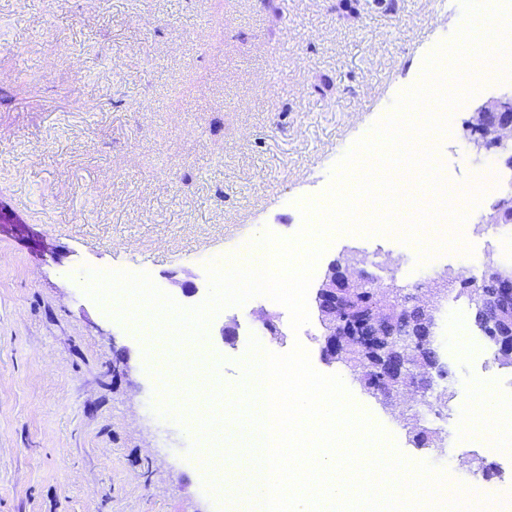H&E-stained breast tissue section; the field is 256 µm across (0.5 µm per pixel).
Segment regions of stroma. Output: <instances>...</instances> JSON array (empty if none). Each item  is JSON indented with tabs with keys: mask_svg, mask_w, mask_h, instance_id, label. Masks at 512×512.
<instances>
[{
	"mask_svg": "<svg viewBox=\"0 0 512 512\" xmlns=\"http://www.w3.org/2000/svg\"><path fill=\"white\" fill-rule=\"evenodd\" d=\"M338 2L275 0L272 13L263 0H0V512H237L206 492L195 465L198 420L220 409L195 397L208 379L235 396L264 311L284 332L263 336L266 350L302 344L407 459L498 495L500 476L482 469L503 464V445L490 430L472 446L467 422L479 390L512 404V365L467 297L429 290L446 271L512 266L511 230L492 249L471 232L472 255L443 250L425 263L396 233H340L315 266L317 285L356 254L360 269L385 265L432 309L453 378L448 425L429 449L410 442V414L428 412L415 388L387 406L326 361L317 310L296 331L269 299L224 308L194 354L170 348V402L143 333L81 290L84 268H144L178 305L202 303L206 261L265 231L295 236L299 202L326 204L335 165L463 19L436 0H398L394 12L364 0L351 22ZM502 92L484 85L429 138L449 189L479 182L484 157L463 123ZM226 325L233 340L220 336Z\"/></svg>",
	"mask_w": 512,
	"mask_h": 512,
	"instance_id": "1",
	"label": "stroma"
}]
</instances>
